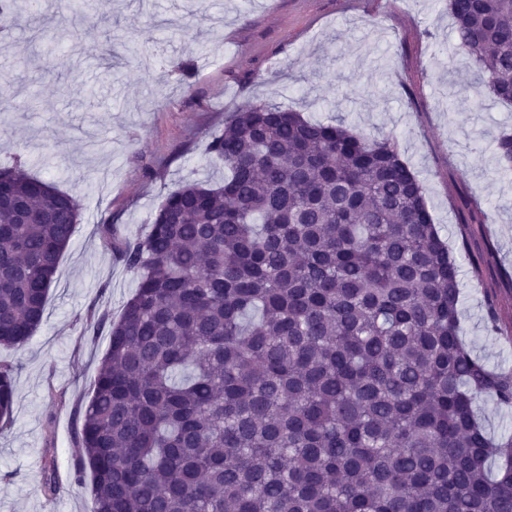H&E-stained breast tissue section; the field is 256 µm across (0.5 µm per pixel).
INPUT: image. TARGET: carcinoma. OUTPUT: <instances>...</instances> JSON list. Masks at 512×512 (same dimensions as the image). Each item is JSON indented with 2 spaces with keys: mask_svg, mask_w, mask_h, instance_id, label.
<instances>
[{
  "mask_svg": "<svg viewBox=\"0 0 512 512\" xmlns=\"http://www.w3.org/2000/svg\"><path fill=\"white\" fill-rule=\"evenodd\" d=\"M453 56L512 106V0H448ZM98 20L58 29L91 53ZM494 150L512 169V133ZM205 151L143 238L139 276L85 403L73 476L88 512H512V368L459 336L460 270L394 142L266 101ZM0 347L43 321L79 201L1 168ZM14 367L0 363V425ZM478 411L482 423L491 436H497L505 429H512V410L500 407L490 398H481Z\"/></svg>",
  "mask_w": 512,
  "mask_h": 512,
  "instance_id": "carcinoma-1",
  "label": "carcinoma"
}]
</instances>
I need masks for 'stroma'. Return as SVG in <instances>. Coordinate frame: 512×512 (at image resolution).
I'll use <instances>...</instances> for the list:
<instances>
[{
  "mask_svg": "<svg viewBox=\"0 0 512 512\" xmlns=\"http://www.w3.org/2000/svg\"><path fill=\"white\" fill-rule=\"evenodd\" d=\"M94 13L111 61L71 43L21 66L36 23L25 13L0 49V167L24 163L81 204L41 326L23 347L0 348L18 390L0 429V512H86L87 490L69 471L108 345L92 324L117 321L139 282L113 245L148 234L182 180H220L224 165L205 141L258 100L395 140L459 264L463 341L489 365L512 367V175L494 152L512 107L451 58L445 0H153L146 10L96 0ZM162 17L200 45L174 40L147 67ZM86 86L99 89L94 101ZM48 455L60 480L51 498Z\"/></svg>",
  "mask_w": 512,
  "mask_h": 512,
  "instance_id": "1",
  "label": "stroma"
}]
</instances>
